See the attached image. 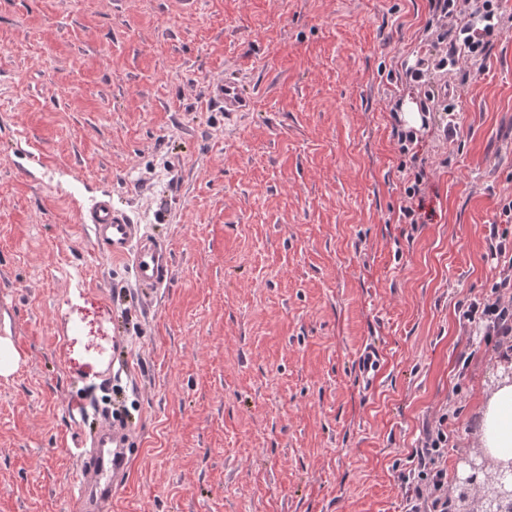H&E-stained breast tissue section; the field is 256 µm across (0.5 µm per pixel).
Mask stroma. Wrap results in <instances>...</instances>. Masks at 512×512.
<instances>
[{
    "instance_id": "stroma-1",
    "label": "stroma",
    "mask_w": 512,
    "mask_h": 512,
    "mask_svg": "<svg viewBox=\"0 0 512 512\" xmlns=\"http://www.w3.org/2000/svg\"><path fill=\"white\" fill-rule=\"evenodd\" d=\"M429 0H0V512H76L89 423L132 427L112 512H404L397 474L440 414L441 467L512 337H475L491 235L512 238V22L438 70ZM423 69L425 80L407 79ZM231 79L251 111L226 116ZM427 114L421 223L399 218L404 101ZM110 195L171 251L151 298L84 217ZM107 320L111 369L69 367ZM380 352L365 378L357 361ZM211 99L214 104L224 106V112H248L252 97L244 94L234 81L224 80L215 85Z\"/></svg>"
}]
</instances>
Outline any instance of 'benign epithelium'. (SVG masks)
Returning a JSON list of instances; mask_svg holds the SVG:
<instances>
[{
	"mask_svg": "<svg viewBox=\"0 0 512 512\" xmlns=\"http://www.w3.org/2000/svg\"><path fill=\"white\" fill-rule=\"evenodd\" d=\"M463 464L457 488L465 492L450 495L460 503L457 512H498L506 504L512 507V461H495L479 451L463 457Z\"/></svg>",
	"mask_w": 512,
	"mask_h": 512,
	"instance_id": "7a95c632",
	"label": "benign epithelium"
}]
</instances>
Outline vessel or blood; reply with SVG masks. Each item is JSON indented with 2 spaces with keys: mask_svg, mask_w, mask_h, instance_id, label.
<instances>
[{
  "mask_svg": "<svg viewBox=\"0 0 512 512\" xmlns=\"http://www.w3.org/2000/svg\"><path fill=\"white\" fill-rule=\"evenodd\" d=\"M211 99L225 112H246L252 98L230 80L215 85ZM94 243L113 257L127 260L140 287L158 288L172 275L171 253L161 241L145 235L110 196L95 200L86 214ZM130 430L121 423L105 421L91 436L77 471L79 512H111L112 497L120 487L128 461Z\"/></svg>",
  "mask_w": 512,
  "mask_h": 512,
  "instance_id": "obj_1",
  "label": "vessel or blood"
}]
</instances>
